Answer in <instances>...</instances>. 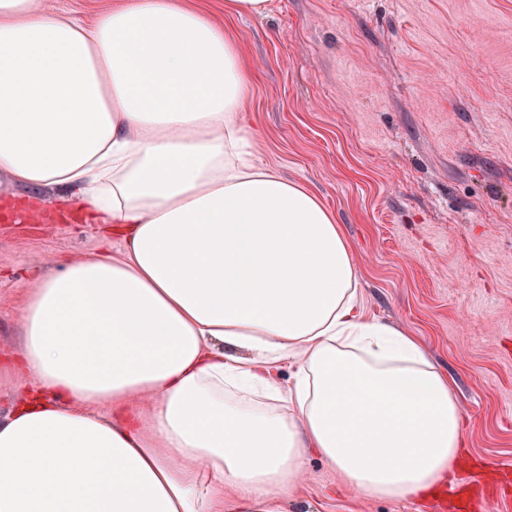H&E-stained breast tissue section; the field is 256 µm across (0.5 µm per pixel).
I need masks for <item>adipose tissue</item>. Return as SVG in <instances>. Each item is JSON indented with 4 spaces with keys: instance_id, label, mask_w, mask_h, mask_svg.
<instances>
[{
    "instance_id": "obj_1",
    "label": "adipose tissue",
    "mask_w": 512,
    "mask_h": 512,
    "mask_svg": "<svg viewBox=\"0 0 512 512\" xmlns=\"http://www.w3.org/2000/svg\"><path fill=\"white\" fill-rule=\"evenodd\" d=\"M249 82L185 0L87 22L0 0V174L123 245L27 298L14 369L35 389L0 420V512H280L311 455L376 498L447 486L448 375L365 314L322 200L253 162Z\"/></svg>"
}]
</instances>
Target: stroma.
<instances>
[{
  "mask_svg": "<svg viewBox=\"0 0 512 512\" xmlns=\"http://www.w3.org/2000/svg\"><path fill=\"white\" fill-rule=\"evenodd\" d=\"M252 74L255 158L318 195L354 246L368 316L418 338L454 384L466 453L455 476L512 512V0H270L225 20ZM121 249L103 225L0 222V355L28 293ZM283 512H456L454 494H327L308 457Z\"/></svg>",
  "mask_w": 512,
  "mask_h": 512,
  "instance_id": "obj_1",
  "label": "stroma"
}]
</instances>
